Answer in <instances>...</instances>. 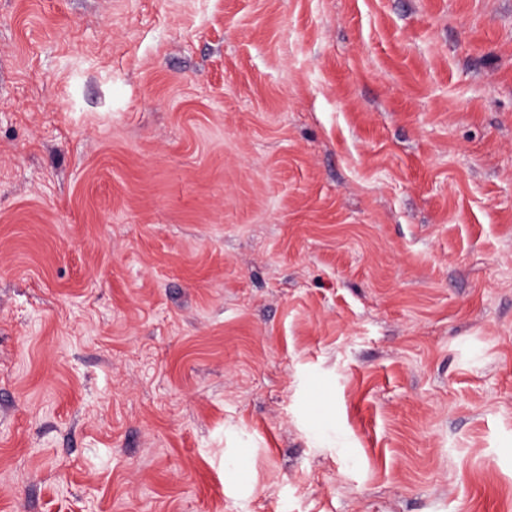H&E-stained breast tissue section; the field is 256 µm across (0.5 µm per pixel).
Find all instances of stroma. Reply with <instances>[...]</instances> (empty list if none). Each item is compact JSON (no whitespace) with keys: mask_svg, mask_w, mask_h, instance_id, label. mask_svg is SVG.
Here are the masks:
<instances>
[{"mask_svg":"<svg viewBox=\"0 0 512 512\" xmlns=\"http://www.w3.org/2000/svg\"><path fill=\"white\" fill-rule=\"evenodd\" d=\"M0 512H512V0H0Z\"/></svg>","mask_w":512,"mask_h":512,"instance_id":"1","label":"stroma"}]
</instances>
